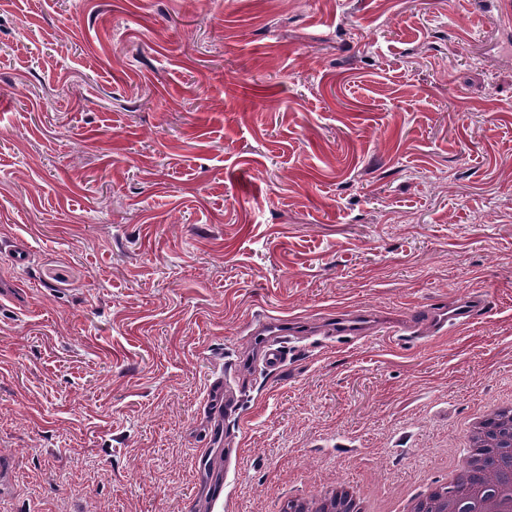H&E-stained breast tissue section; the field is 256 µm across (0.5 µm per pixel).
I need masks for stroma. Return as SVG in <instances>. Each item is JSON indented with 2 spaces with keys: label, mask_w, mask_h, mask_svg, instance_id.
<instances>
[{
  "label": "stroma",
  "mask_w": 512,
  "mask_h": 512,
  "mask_svg": "<svg viewBox=\"0 0 512 512\" xmlns=\"http://www.w3.org/2000/svg\"><path fill=\"white\" fill-rule=\"evenodd\" d=\"M487 0H0V512H378L512 392V48ZM25 244V268L11 263ZM485 313L401 332L461 296ZM376 336L320 333L333 313ZM308 325L280 371L251 323ZM375 329V316L369 311H358L338 316L329 336H350L362 340L375 335ZM207 404L217 414L218 420L213 429V437L218 438L220 442L224 431V420L235 415L238 411L237 402L227 391L223 378H218L212 383ZM336 498L341 503L338 511L342 512H363L367 511L360 499L350 491L349 487H341L339 491L331 492L329 494L320 495L314 498L306 496L288 499L284 504V511L291 512H335L336 511Z\"/></svg>",
  "instance_id": "obj_1"
}]
</instances>
